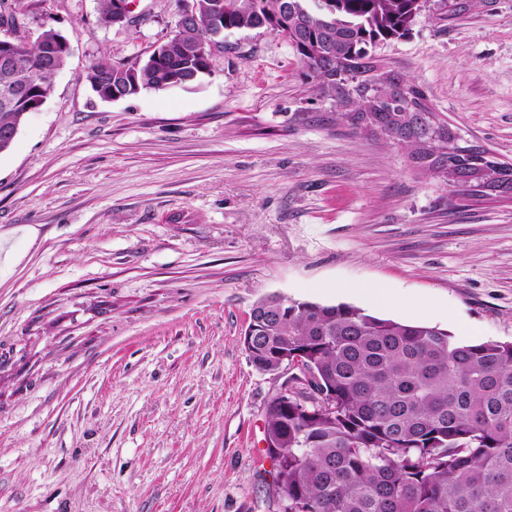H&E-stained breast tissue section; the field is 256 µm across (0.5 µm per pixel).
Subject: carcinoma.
Returning a JSON list of instances; mask_svg holds the SVG:
<instances>
[{
  "label": "carcinoma",
  "instance_id": "obj_1",
  "mask_svg": "<svg viewBox=\"0 0 512 512\" xmlns=\"http://www.w3.org/2000/svg\"><path fill=\"white\" fill-rule=\"evenodd\" d=\"M197 18L150 55L123 65L98 63L86 79L102 99L164 90L211 74L215 54L198 56L217 2L224 30L267 27L287 40L307 76L336 103V119L385 137L418 168L442 174L466 194L512 198V164L462 149L423 90L379 64L375 48L402 37L426 0H195ZM114 0L99 19L117 21ZM0 64V87L19 95L0 104V131L19 132L67 62L65 36L27 29ZM248 324L250 362L300 358L318 395L296 391L266 408L267 454L288 512H512V342L456 340L437 326L402 324L350 304L323 305L279 294L256 303Z\"/></svg>",
  "mask_w": 512,
  "mask_h": 512
}]
</instances>
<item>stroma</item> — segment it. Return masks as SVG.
<instances>
[{"instance_id": "1", "label": "stroma", "mask_w": 512, "mask_h": 512, "mask_svg": "<svg viewBox=\"0 0 512 512\" xmlns=\"http://www.w3.org/2000/svg\"><path fill=\"white\" fill-rule=\"evenodd\" d=\"M71 54L0 154V512H278L285 375L241 338L269 293L512 342V199L461 194L337 122L295 49L228 32L185 88L106 101L179 0H0ZM468 144L512 163V0H427L380 45ZM114 0H101L100 16L99 19L105 26H125L126 22L117 21L116 14L122 19L128 18L132 5L127 3V0H115V12L112 9Z\"/></svg>"}]
</instances>
